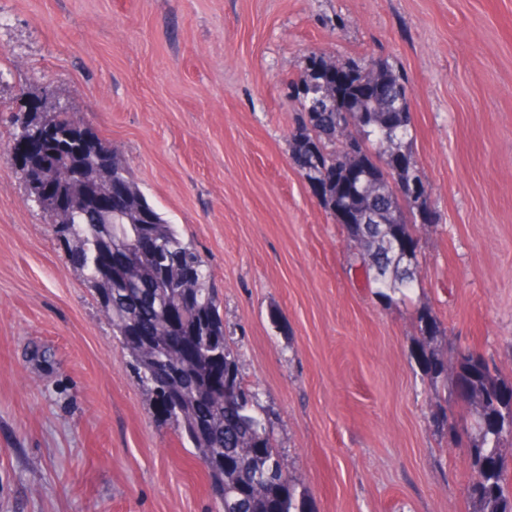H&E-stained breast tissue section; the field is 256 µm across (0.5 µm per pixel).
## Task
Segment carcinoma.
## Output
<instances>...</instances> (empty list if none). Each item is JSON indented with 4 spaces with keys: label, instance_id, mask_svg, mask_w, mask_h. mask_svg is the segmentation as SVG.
<instances>
[{
    "label": "carcinoma",
    "instance_id": "1",
    "mask_svg": "<svg viewBox=\"0 0 512 512\" xmlns=\"http://www.w3.org/2000/svg\"><path fill=\"white\" fill-rule=\"evenodd\" d=\"M311 66L294 84L301 92L315 83L329 86V71L333 64L324 57L312 55ZM344 95L351 100L354 133L364 152L354 158L341 154V127L346 121L340 111L321 105L302 114V121L292 136V155L296 161L316 153L326 167L321 203L330 213L336 212V182L345 172L357 166L368 174L378 187L356 205L360 211L375 208L382 223L358 224L346 229L350 243L352 265L364 269L368 282L376 292L390 298L406 297L416 280L420 267L419 255L405 265L396 258L387 244L389 236L407 238L413 234L417 218L405 213L396 200L385 192L384 183L389 165L381 151L390 145V154L401 153V145L409 136L411 115L403 112L408 106L407 87L399 75L385 65H375L379 92H366L369 81L367 68L345 62ZM52 124L67 135L63 140L60 161L65 167L78 169L90 155L97 156L112 171V176L129 185L125 200L112 203V221L102 223L98 211L88 206L77 209L67 224H54V234L64 247L69 260L83 273L85 280L98 293L102 305L109 309L113 335L131 331L135 336L150 339L166 336H186L193 341L197 355L203 359L218 350L224 360V371L233 375L239 394L232 398L218 397L208 414H196L207 407L209 381L193 366L182 365L178 376L168 383L151 372V364L163 359L178 362L173 354L155 351L129 350L139 384L157 399L159 393L173 388L180 393L181 406L161 410L158 415L176 424L180 436L196 448L207 464L209 488L216 512H311L305 495L296 494L288 460L275 446L268 417L259 406L257 391L244 385L238 354L224 339V320L220 314L218 292L209 266L196 249L186 243L158 210L149 203L133 179L129 168L121 162L111 147L102 142L88 127L80 126L74 116L61 107L52 116L37 115L24 123ZM407 165L400 177L406 182L424 184L423 175L411 155L405 154ZM151 227L161 242L156 257L143 265V271L162 270L167 274L157 291L150 297L138 289L123 286L101 276L96 255L110 244L127 247L146 227ZM189 291L194 316L177 331L166 321V309L176 302L179 294ZM417 327L422 337L418 360L433 382L455 370L451 393L477 416L476 433L469 436L470 466L473 480L470 498L478 512H512V486L507 484L512 470L504 448L512 446V382L490 368H478L474 355L479 350L458 347L450 360L439 357L430 345L442 335L436 314L422 309L417 314Z\"/></svg>",
    "mask_w": 512,
    "mask_h": 512
}]
</instances>
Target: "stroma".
<instances>
[{"label": "stroma", "instance_id": "stroma-1", "mask_svg": "<svg viewBox=\"0 0 512 512\" xmlns=\"http://www.w3.org/2000/svg\"><path fill=\"white\" fill-rule=\"evenodd\" d=\"M408 87L436 221L409 301L377 296L294 168L310 55ZM64 106L201 253L244 381L311 512H476L473 415L417 359L512 380V0H0V147ZM54 216L0 158V512H212L207 473L112 335ZM417 327L422 337L418 360L423 371L434 383L448 375V359L439 357L430 345L442 334L441 323L436 314L429 309H422L417 314Z\"/></svg>", "mask_w": 512, "mask_h": 512}]
</instances>
